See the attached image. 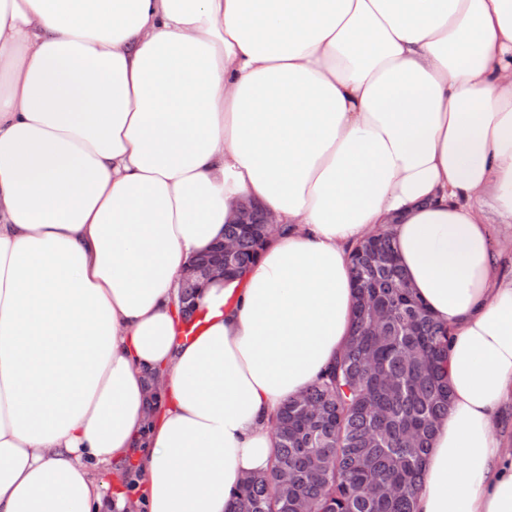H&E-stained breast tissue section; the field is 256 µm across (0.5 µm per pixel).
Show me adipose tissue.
Masks as SVG:
<instances>
[{"label":"adipose tissue","mask_w":512,"mask_h":512,"mask_svg":"<svg viewBox=\"0 0 512 512\" xmlns=\"http://www.w3.org/2000/svg\"><path fill=\"white\" fill-rule=\"evenodd\" d=\"M280 232L181 277L235 201ZM512 0H0V512H236L389 231L451 331L416 512H512ZM139 450L144 499L96 471ZM223 254L222 260L208 267L203 276H201L197 259L193 260L184 271V282H193L196 280L197 285L199 283V286L201 287L203 282L223 280L224 271L228 270L229 267L233 265L235 246L232 242L224 241Z\"/></svg>","instance_id":"1"}]
</instances>
